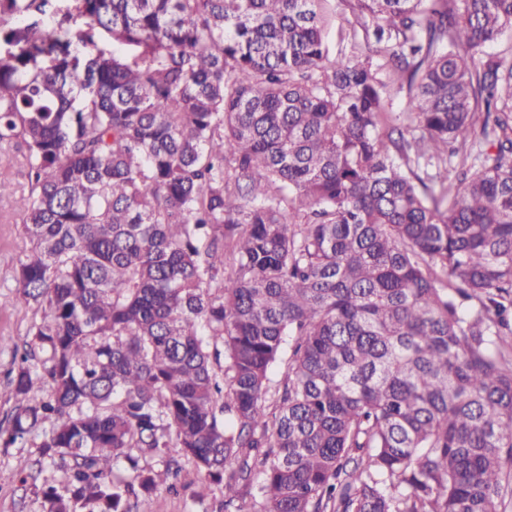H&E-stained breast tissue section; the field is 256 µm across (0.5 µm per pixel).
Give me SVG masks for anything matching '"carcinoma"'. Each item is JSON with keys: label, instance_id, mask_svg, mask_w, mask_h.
I'll return each mask as SVG.
<instances>
[{"label": "carcinoma", "instance_id": "carcinoma-1", "mask_svg": "<svg viewBox=\"0 0 512 512\" xmlns=\"http://www.w3.org/2000/svg\"><path fill=\"white\" fill-rule=\"evenodd\" d=\"M332 2L0 0L43 512H504L512 0H346L328 62ZM335 1L331 5V18L325 29L324 42L328 58L331 60L349 58L366 52L368 46H375L373 28L366 34L364 29L355 22L346 2ZM163 484L155 501V512H212L216 510L222 496L213 487L200 483L192 485L180 494L169 493Z\"/></svg>", "mask_w": 512, "mask_h": 512}]
</instances>
